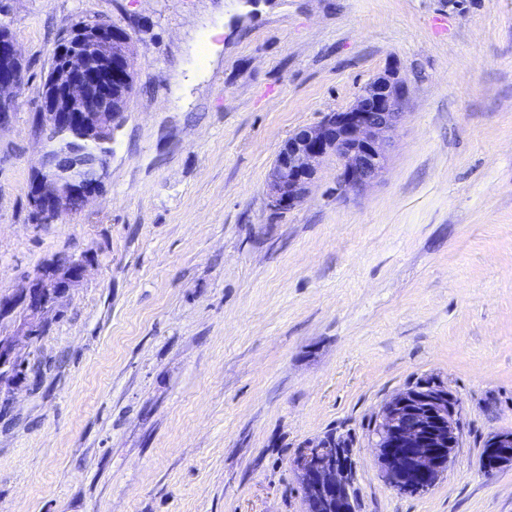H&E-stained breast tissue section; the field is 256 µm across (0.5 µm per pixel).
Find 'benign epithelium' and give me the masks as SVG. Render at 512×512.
I'll return each mask as SVG.
<instances>
[{"instance_id":"7a95c632","label":"benign epithelium","mask_w":512,"mask_h":512,"mask_svg":"<svg viewBox=\"0 0 512 512\" xmlns=\"http://www.w3.org/2000/svg\"><path fill=\"white\" fill-rule=\"evenodd\" d=\"M60 63L43 93L40 131L57 143L42 154L31 187L41 224H52L85 205L102 186L106 154L77 148L68 134L98 144L112 142L120 113L112 111L113 91L131 70V42L98 19L76 28L58 47ZM24 68L13 38L0 28V131L11 126ZM408 99V85L398 68H387L364 84L351 105L314 126L303 127L277 152L267 195L272 207L288 210L306 196L319 161L334 155L342 161L340 188L359 193L384 172L391 134ZM82 261L71 258L42 266L20 298L1 297L0 314L21 308L24 336L32 339L44 327V315L57 299L79 283ZM22 364L12 336L0 335V377ZM460 398L447 386L422 382L386 402L369 432L381 471L401 494L432 489L447 471L462 435ZM483 471L512 466V430L488 439ZM291 467L304 492L306 512H353L348 471L341 451L316 441L301 449Z\"/></svg>"}]
</instances>
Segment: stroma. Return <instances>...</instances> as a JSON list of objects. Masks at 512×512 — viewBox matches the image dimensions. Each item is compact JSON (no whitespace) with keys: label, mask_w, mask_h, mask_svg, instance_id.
<instances>
[{"label":"stroma","mask_w":512,"mask_h":512,"mask_svg":"<svg viewBox=\"0 0 512 512\" xmlns=\"http://www.w3.org/2000/svg\"><path fill=\"white\" fill-rule=\"evenodd\" d=\"M107 19L134 91L102 188L37 223L30 189L57 39ZM25 69L0 132V297L60 255L83 279L43 336L0 318L26 375L0 381V512H305L290 463L350 436L360 512H512V0H0ZM410 89L382 176L306 198L266 183L296 129L391 65ZM424 378L462 438L418 496L368 426ZM487 441L481 459L483 471L490 473L512 466V430L496 433Z\"/></svg>","instance_id":"1"}]
</instances>
